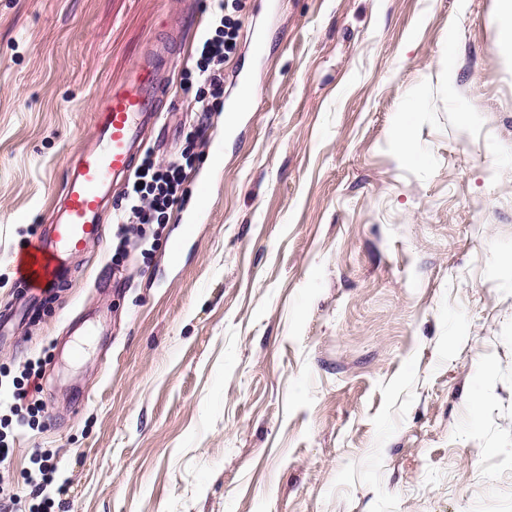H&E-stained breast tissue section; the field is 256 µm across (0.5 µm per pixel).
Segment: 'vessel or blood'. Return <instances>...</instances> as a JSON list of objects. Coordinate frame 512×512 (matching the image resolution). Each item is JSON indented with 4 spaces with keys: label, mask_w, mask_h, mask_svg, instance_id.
Returning <instances> with one entry per match:
<instances>
[{
    "label": "vessel or blood",
    "mask_w": 512,
    "mask_h": 512,
    "mask_svg": "<svg viewBox=\"0 0 512 512\" xmlns=\"http://www.w3.org/2000/svg\"><path fill=\"white\" fill-rule=\"evenodd\" d=\"M171 53V43L158 40L154 53L140 58L100 106L91 144L68 171L62 203L49 232L38 236L18 259L32 292L55 283L68 256L101 239L102 211L112 199L113 183L133 169L145 133L159 116L162 86L156 57Z\"/></svg>",
    "instance_id": "1"
}]
</instances>
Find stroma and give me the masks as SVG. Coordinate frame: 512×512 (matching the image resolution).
<instances>
[{
    "mask_svg": "<svg viewBox=\"0 0 512 512\" xmlns=\"http://www.w3.org/2000/svg\"><path fill=\"white\" fill-rule=\"evenodd\" d=\"M216 11L0 0V512H512L498 0H241L224 102L241 75L253 86L229 133L181 86ZM177 33L147 147L162 166L192 148L179 205L139 226L117 198L102 239L15 316V258L50 224L96 107ZM29 367L40 390L13 409Z\"/></svg>",
    "mask_w": 512,
    "mask_h": 512,
    "instance_id": "1",
    "label": "stroma"
}]
</instances>
